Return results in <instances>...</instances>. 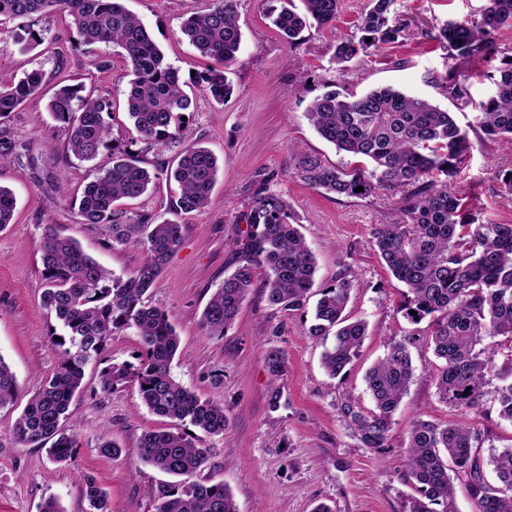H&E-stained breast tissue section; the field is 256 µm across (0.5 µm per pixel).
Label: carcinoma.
Instances as JSON below:
<instances>
[{
  "label": "carcinoma",
  "mask_w": 512,
  "mask_h": 512,
  "mask_svg": "<svg viewBox=\"0 0 512 512\" xmlns=\"http://www.w3.org/2000/svg\"><path fill=\"white\" fill-rule=\"evenodd\" d=\"M237 2L213 0L211 8L183 24L184 35L210 61L200 84L220 104L232 93L225 69L237 60L242 42ZM283 2L273 25L292 44L311 23L333 27L343 0H300L301 12L293 0ZM395 2L368 0L356 25L358 34L337 40L340 70L359 55L402 36ZM55 15L76 33L72 48L112 44L123 50L131 75L126 113L143 142L178 148V163L170 170L149 169L130 153L115 151L112 165L84 187L78 207L82 223L104 227L114 245L140 243L148 250L147 261L125 277L109 272L54 226H45L43 306L63 329L55 340L70 348L15 420V439L24 447L46 448L56 463L72 459L77 441L63 430L62 421L73 415V398L84 387V367L92 359L103 364V391L133 382L152 413L187 420L207 435H222L227 423L224 404L200 398L173 376L179 336L165 311L148 301L149 290L182 240V225L157 224L149 212L123 208V201L142 197L165 176L180 189L175 209L185 214L204 209L220 171L219 160L208 148L187 141L188 122L181 117L195 110V100L124 0H0V18L19 21L11 33L13 43L28 50L44 39V30L34 28V21ZM503 28H512V0H486L479 16L440 27L437 39L461 63L479 66ZM368 37L372 41H366ZM489 79L494 91L473 103V130L482 143L511 148L512 55L503 58ZM423 82L456 99L467 95L453 67L443 75L428 71ZM44 83V73L34 69L0 86V120L40 97ZM47 107L68 131L67 152L76 159L92 161L107 147L115 111L110 97L85 95L81 86L63 78ZM308 119L337 151L363 160L353 167H338L301 157L298 170L308 185L344 197H363L379 187L401 189L400 210L408 223L376 225L372 244L406 288L403 317L413 325L428 321L424 336L441 360L435 376L439 401L475 414L490 404L500 419L512 422V224L478 221L467 195L453 189L473 148L468 132L448 110L391 87L361 94L327 91L311 103ZM358 186L363 191H355ZM15 207L14 193L0 185V230L12 223ZM247 223L251 236L238 265L200 315V326L209 336H224L259 277L268 304L288 311L303 308L315 284L316 258L300 232L298 217L265 183L252 196ZM351 277L346 268L321 290L308 328L314 338L333 337L332 346L322 354V365L332 378L345 373L367 336V322L346 314ZM412 310L416 314H410ZM127 328L139 336V365L106 362L102 355L108 337ZM414 335L413 330L390 341L384 357L366 372L373 408L365 411L349 402L341 408L364 448L387 447L393 416L414 376L409 351ZM488 337L495 342L486 346L483 341ZM264 362L276 377L284 371L277 350L268 351ZM18 392L17 377L0 355V410L14 406ZM486 440L487 432L468 423L414 420L402 465L416 496L406 512H455L458 480L465 483L476 512H512V446L492 451L485 460L481 449ZM136 451L142 463L177 478L149 490L155 512H237L224 483L180 481L205 470L209 461L207 449L184 434L145 433ZM486 464L495 474L493 482L485 477ZM83 494L93 512H112L107 493L94 479L83 478Z\"/></svg>",
  "instance_id": "1"
}]
</instances>
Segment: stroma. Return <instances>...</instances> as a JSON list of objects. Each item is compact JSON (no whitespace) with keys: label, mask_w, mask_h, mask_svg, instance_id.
<instances>
[{"label":"stroma","mask_w":512,"mask_h":512,"mask_svg":"<svg viewBox=\"0 0 512 512\" xmlns=\"http://www.w3.org/2000/svg\"><path fill=\"white\" fill-rule=\"evenodd\" d=\"M211 0H125L176 68L196 108L189 118V140L211 149L223 162L209 205L189 215L174 212L175 183L161 180L127 210L152 213L156 222L182 224V241L150 291L152 305L165 310L179 337L172 364L175 378L202 398L224 403L223 435L208 436L189 422H176L149 411L138 388L128 383L102 391L101 366H85V388L65 423L77 440L67 464L52 463L45 449L24 447L14 439L18 410L57 367L64 349L52 338L57 322L41 305L44 288L41 261L43 227L55 225L79 242L85 253L115 275L142 265L148 252L140 244L112 245L103 228L82 223L78 203L84 185L113 151H128L143 166L173 165L176 152L140 141L125 110V76L121 56L112 67L91 66L92 53L104 45L72 50V32L61 17L48 22L41 46L23 51L12 45L14 21L0 20V81L42 69L48 88L61 78L82 83L86 91L112 96V145L91 162L66 152L67 132L46 108V98L25 103L0 120V185L15 194L14 219L0 231V356L14 371L20 387L15 409L0 410V512H40L48 497L58 498L65 512H90L81 491L83 477H94L108 493L112 512H154L149 487L164 481L160 471L144 465L135 445L150 431L182 432L207 448L206 470L197 480L223 481L239 512H313L318 504L332 512H404L414 488L400 465L412 421L463 420L487 429L481 454L512 445V423L497 413L484 416L455 411L439 401L434 376L436 359L425 341L411 348L414 379L393 418L387 447H361L340 408L345 402L368 410L366 371L382 358L388 341L403 337L411 324L402 316V285L387 271L371 242L378 224H400V189H377L365 197H336L310 188L297 175L301 155L332 165H355L310 125V103L338 83L356 92L392 85L426 97L453 112L463 130L474 114L467 101L456 100L427 85L425 72L445 73L455 61L436 38L449 20L478 13L483 0H397L396 12L406 31L397 43L362 56L341 72L334 60L336 41L353 33L367 0H343L333 29L306 28L288 44L268 13L280 0H239L242 42L237 61L226 70L233 93L217 103L198 85L208 61L181 30L182 21L207 11ZM58 150L48 163L46 143ZM506 154L496 143L475 146L459 176L478 218L512 224V196L497 178ZM269 180L299 216L301 231L316 256L317 286L334 279L342 267L354 273L346 312L364 319L368 334L358 358L341 378H330L321 365L323 345L309 336L314 301L289 312L268 305L261 288H253L224 336L206 335L199 316L211 294L231 274L250 227L253 191ZM279 350L285 361L281 376H272L263 357ZM117 441L120 458L104 456L100 444Z\"/></svg>","instance_id":"35a3bbf8"}]
</instances>
